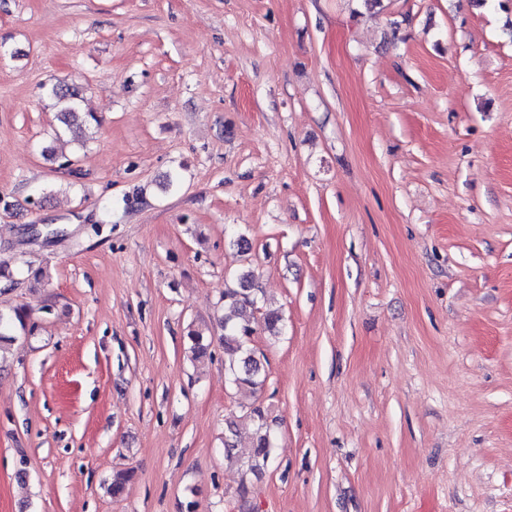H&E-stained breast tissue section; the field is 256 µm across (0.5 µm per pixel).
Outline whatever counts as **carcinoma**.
<instances>
[{
	"instance_id": "obj_1",
	"label": "carcinoma",
	"mask_w": 512,
	"mask_h": 512,
	"mask_svg": "<svg viewBox=\"0 0 512 512\" xmlns=\"http://www.w3.org/2000/svg\"><path fill=\"white\" fill-rule=\"evenodd\" d=\"M48 93L61 104L60 121L63 124L69 126L79 119L82 96L78 87L55 83L48 89ZM261 300V290L256 285L255 275L251 270L240 272L236 277V285L224 288V314L220 319L223 335L220 336V342L224 353L233 356V360L225 367L229 382L240 388L256 390L264 383L261 363L250 347L254 335L251 315ZM25 318L26 313L20 308L10 313L0 311V351L4 349V345L13 341L11 332L16 324H24ZM187 338L188 352L192 359L200 360L207 356L209 345L204 343L201 332L192 330ZM247 417L256 423L252 460L247 464V470L254 472L271 460L270 430L260 408L250 409ZM237 438V423L230 419L224 430V457L229 461L236 460L234 450L237 447Z\"/></svg>"
}]
</instances>
